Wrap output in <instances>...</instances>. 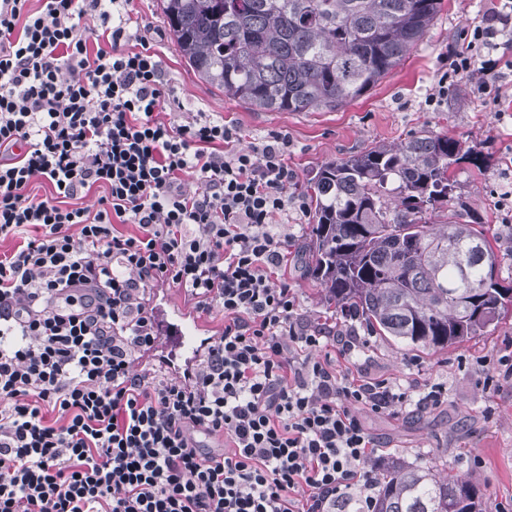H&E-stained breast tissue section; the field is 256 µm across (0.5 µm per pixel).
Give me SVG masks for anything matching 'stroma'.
<instances>
[{"label": "stroma", "instance_id": "1", "mask_svg": "<svg viewBox=\"0 0 512 512\" xmlns=\"http://www.w3.org/2000/svg\"><path fill=\"white\" fill-rule=\"evenodd\" d=\"M485 0H444L424 39L370 92L334 111L260 112L202 82L181 56L164 22L159 0H132L129 29L147 39L162 59L164 74L186 111L224 116L241 131L242 146L267 133L287 131L292 145L288 164L308 179L323 163L361 152L376 143H397L421 129L445 133L481 151V169L457 173L461 222L478 218L499 241L501 275L512 278V226L498 208L512 189V87L500 111H487L467 83L449 95L447 106L423 105L427 88L439 76L441 60L454 46L467 19L480 14ZM294 237L286 275L298 289L301 311L324 319L327 307L317 284L302 267L309 224H290ZM512 348V317L485 335L444 350L411 351L380 336L370 339L366 356L377 374L406 380L414 374L446 381L448 400L423 416H366L365 422L384 447L383 460L448 468L482 492L483 512L512 507V388L487 394L478 384V359Z\"/></svg>", "mask_w": 512, "mask_h": 512}]
</instances>
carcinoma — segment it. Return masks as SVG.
I'll use <instances>...</instances> for the list:
<instances>
[{
  "instance_id": "obj_1",
  "label": "carcinoma",
  "mask_w": 512,
  "mask_h": 512,
  "mask_svg": "<svg viewBox=\"0 0 512 512\" xmlns=\"http://www.w3.org/2000/svg\"><path fill=\"white\" fill-rule=\"evenodd\" d=\"M443 0H160L200 80L261 112L334 111L424 38ZM483 156L421 130L326 162L309 178L305 268L335 308L412 350L481 336L512 311L486 225L463 224L456 171ZM373 512H482L468 481L393 459Z\"/></svg>"
}]
</instances>
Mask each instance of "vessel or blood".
I'll return each instance as SVG.
<instances>
[{"label": "vessel or blood", "instance_id": "b4317fda", "mask_svg": "<svg viewBox=\"0 0 512 512\" xmlns=\"http://www.w3.org/2000/svg\"><path fill=\"white\" fill-rule=\"evenodd\" d=\"M151 317L160 350L172 363L191 365L200 358L203 346L194 336L199 323L186 307L170 302L155 307Z\"/></svg>", "mask_w": 512, "mask_h": 512}]
</instances>
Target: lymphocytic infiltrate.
I'll return each mask as SVG.
<instances>
[{"mask_svg":"<svg viewBox=\"0 0 512 512\" xmlns=\"http://www.w3.org/2000/svg\"><path fill=\"white\" fill-rule=\"evenodd\" d=\"M130 3L0 0V512H371L365 414L436 410L447 386L372 375L356 325L304 317L287 132L243 148L183 111ZM501 50L512 0L467 22L425 106L465 79L497 110ZM161 285L224 320L179 375L136 369Z\"/></svg>","mask_w":512,"mask_h":512,"instance_id":"obj_1","label":"lymphocytic infiltrate"}]
</instances>
